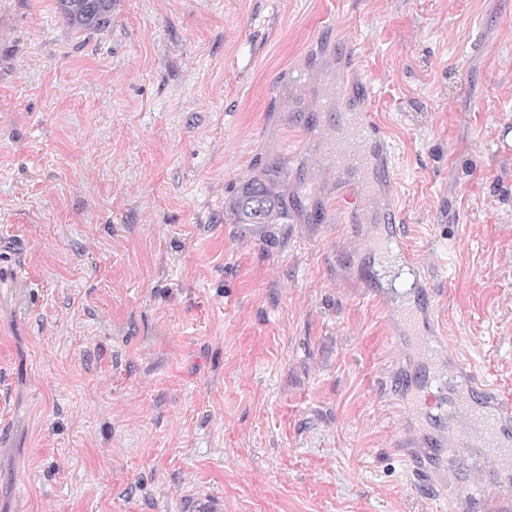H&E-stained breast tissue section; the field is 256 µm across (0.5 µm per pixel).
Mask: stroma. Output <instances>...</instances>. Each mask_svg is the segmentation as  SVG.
Segmentation results:
<instances>
[{"instance_id": "stroma-1", "label": "stroma", "mask_w": 512, "mask_h": 512, "mask_svg": "<svg viewBox=\"0 0 512 512\" xmlns=\"http://www.w3.org/2000/svg\"><path fill=\"white\" fill-rule=\"evenodd\" d=\"M371 82L453 361L512 398V0H0V512H432L464 412L322 158ZM271 174L284 214L234 223ZM58 9L76 29H103L111 21L112 0H58ZM438 458L428 457L425 459L415 458L411 460V474L416 482L418 490L428 500L431 501H448L458 494V490L454 487L446 485H438L432 477V467L436 464ZM460 496V493L458 494Z\"/></svg>"}]
</instances>
